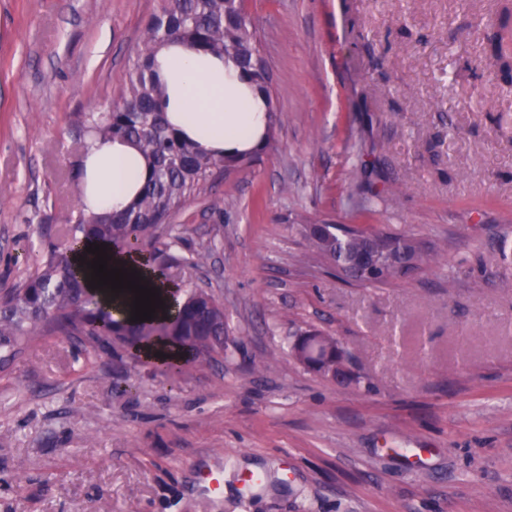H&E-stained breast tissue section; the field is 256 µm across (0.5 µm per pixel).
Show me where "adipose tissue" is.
Returning <instances> with one entry per match:
<instances>
[{"label":"adipose tissue","mask_w":512,"mask_h":512,"mask_svg":"<svg viewBox=\"0 0 512 512\" xmlns=\"http://www.w3.org/2000/svg\"><path fill=\"white\" fill-rule=\"evenodd\" d=\"M155 71L168 96L170 124L209 152L251 148L266 123L261 103L222 59L169 43L155 56ZM147 162L123 140H88L81 156V210L115 213L137 195Z\"/></svg>","instance_id":"ef3b65f1"}]
</instances>
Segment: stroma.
<instances>
[{
	"instance_id": "1",
	"label": "stroma",
	"mask_w": 512,
	"mask_h": 512,
	"mask_svg": "<svg viewBox=\"0 0 512 512\" xmlns=\"http://www.w3.org/2000/svg\"><path fill=\"white\" fill-rule=\"evenodd\" d=\"M505 0H244L279 121L171 217L229 347L164 372L32 340L0 373V512H512V87ZM159 0H0V295L66 251L83 120L125 85ZM434 241L440 265L339 278L304 225ZM315 329L361 385L308 372ZM224 469L207 496L198 472ZM485 40L488 45L489 59L493 60L502 78L512 82V60L504 56L500 48L501 37L499 33H487Z\"/></svg>"
}]
</instances>
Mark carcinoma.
Masks as SVG:
<instances>
[{"label":"carcinoma","mask_w":512,"mask_h":512,"mask_svg":"<svg viewBox=\"0 0 512 512\" xmlns=\"http://www.w3.org/2000/svg\"><path fill=\"white\" fill-rule=\"evenodd\" d=\"M485 40L489 59L502 78L512 82V59L502 54L500 35L488 33ZM167 42L181 43L237 66L239 79L262 97L265 107L267 126L257 146L214 155L166 120L153 58ZM277 112L271 76L259 57L256 34L244 16L242 0H163L159 13L146 27L137 60L117 99L85 120V133L126 140L138 148L148 164L144 186L121 213L79 217L68 229L69 254L47 251L35 257L28 277L0 297V363L21 353L32 337L58 334L81 340L90 352L120 347L130 359L129 373L141 365L146 348L159 344L177 351L196 367L211 365L215 356L224 353L228 336L224 307L213 294L194 288L185 297L175 298L177 310L167 318L129 324L88 291L89 269L78 266L75 254L96 242L119 254L135 255L153 270L207 266L213 255L209 246L187 256L175 252L179 237L173 235L170 217L187 198L206 193L224 171L250 163L255 152L272 138ZM327 229L325 236L311 239L313 246L359 284L373 286L395 280L397 267L415 255L407 236L385 234L382 242L388 247L387 265L367 266L361 258L377 234L336 224ZM318 335L323 337V359L308 364V369L327 378L333 367H344L347 384H360L336 339L321 331Z\"/></svg>","instance_id":"obj_1"}]
</instances>
